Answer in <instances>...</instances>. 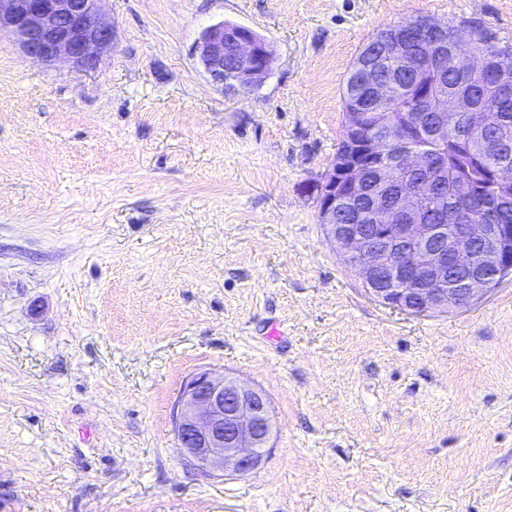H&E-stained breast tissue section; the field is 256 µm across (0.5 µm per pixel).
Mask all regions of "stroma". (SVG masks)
I'll list each match as a JSON object with an SVG mask.
<instances>
[{"label": "stroma", "mask_w": 512, "mask_h": 512, "mask_svg": "<svg viewBox=\"0 0 512 512\" xmlns=\"http://www.w3.org/2000/svg\"><path fill=\"white\" fill-rule=\"evenodd\" d=\"M103 11L88 71L0 35V512H512V279L447 312L385 305L317 192L377 32L431 15L512 43V0ZM221 21L276 51L244 97L195 54ZM203 369L268 396L256 472L180 457L172 407Z\"/></svg>", "instance_id": "obj_1"}]
</instances>
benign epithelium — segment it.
I'll list each match as a JSON object with an SVG mask.
<instances>
[{"label":"benign epithelium","mask_w":512,"mask_h":512,"mask_svg":"<svg viewBox=\"0 0 512 512\" xmlns=\"http://www.w3.org/2000/svg\"><path fill=\"white\" fill-rule=\"evenodd\" d=\"M105 0H0V34L14 39L30 58L44 64L67 62L79 71L93 68L112 47V24L103 17ZM491 34L469 24L456 27L431 16L382 34L361 52L346 87L344 135L332 167L320 185L318 214L327 242L337 247L383 303L423 315L467 307L512 277V227L505 224H423L419 192L411 179L431 184L448 177V159L436 160L414 148L405 129L381 106L397 79L384 72L389 58L411 60L412 70L429 66V78L409 123L420 135L439 138L466 121L460 144L485 159L503 152L512 136L506 128L489 136L486 114L463 91L448 92L439 74L443 63L488 74L512 89V69L483 48ZM206 75L217 85L230 80L241 96L269 76L276 60L272 44L252 29L227 22L207 27L196 44ZM378 171L366 195L361 224H341L337 213L352 208L368 172ZM498 200L512 198V176L495 172ZM453 196L471 200L475 186L456 175ZM178 450L196 470L217 478L257 470L272 447L274 424L267 395L223 373L202 370L183 383L172 409Z\"/></svg>","instance_id":"1"}]
</instances>
